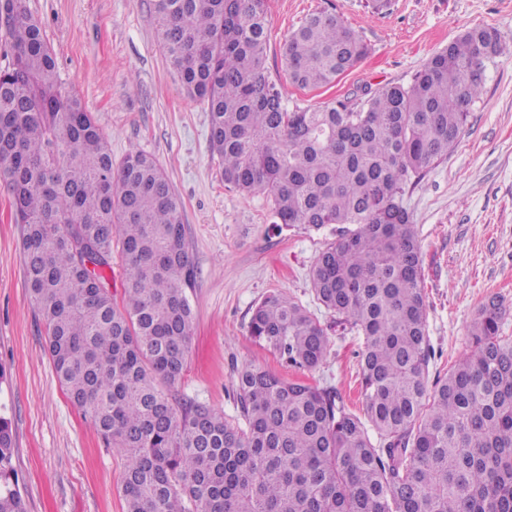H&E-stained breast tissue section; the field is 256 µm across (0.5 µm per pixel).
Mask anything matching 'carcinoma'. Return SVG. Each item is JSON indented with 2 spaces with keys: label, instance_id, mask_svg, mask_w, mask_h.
<instances>
[{
  "label": "carcinoma",
  "instance_id": "obj_1",
  "mask_svg": "<svg viewBox=\"0 0 512 512\" xmlns=\"http://www.w3.org/2000/svg\"><path fill=\"white\" fill-rule=\"evenodd\" d=\"M186 94L209 112L224 185L265 193L278 224L341 225L311 270L316 300L362 337L366 419L333 391L256 366L233 378L241 422L174 388L193 329L184 208L143 151L119 166L102 128L59 91L57 60L26 0H0V180L23 225L22 265L71 403L125 457L126 512H512V336L483 302L470 352L429 384L422 260L405 186L448 158L512 45L463 31L407 85L358 103L288 108L266 66L265 0H153ZM368 47L343 19L310 14L282 55L301 88L330 85ZM118 251L122 303L105 271ZM250 333L290 368L324 360L320 321L283 293ZM11 420L0 413V512H27Z\"/></svg>",
  "mask_w": 512,
  "mask_h": 512
}]
</instances>
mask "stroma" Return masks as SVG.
Masks as SVG:
<instances>
[{"label":"stroma","instance_id":"35a3bbf8","mask_svg":"<svg viewBox=\"0 0 512 512\" xmlns=\"http://www.w3.org/2000/svg\"><path fill=\"white\" fill-rule=\"evenodd\" d=\"M57 58L62 94L82 100L106 134L113 163L133 149L154 156L184 204L186 243L196 278L187 398L236 421L232 380L260 366L292 380L331 387L363 415L361 341L336 323L312 291L310 270L336 238L335 225L309 231L274 223L266 194L225 187L209 145V117L171 68L152 0H26ZM339 14L367 44V56L333 84L292 83L282 45L309 14ZM267 66L289 107L358 101L363 90L409 83L439 49L486 25L512 44V0H266ZM423 260L430 379L446 375L470 349L467 326L491 295L512 307V57L489 68L484 92L446 160L405 188ZM23 227L0 185V407L12 420V464L28 512H125L124 456L66 397L46 352L45 331L25 284ZM279 291L327 329L322 364L298 372L249 334L256 303Z\"/></svg>","mask_w":512,"mask_h":512}]
</instances>
